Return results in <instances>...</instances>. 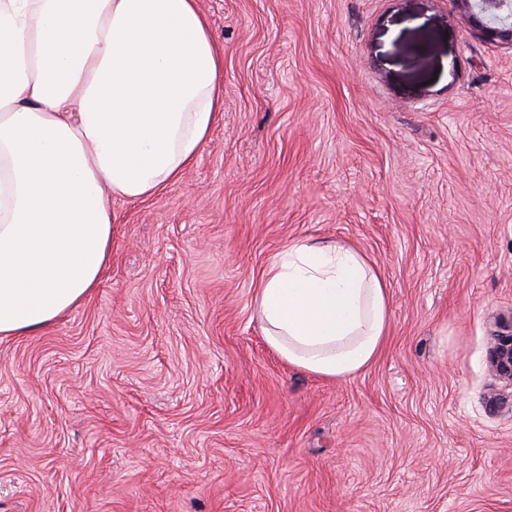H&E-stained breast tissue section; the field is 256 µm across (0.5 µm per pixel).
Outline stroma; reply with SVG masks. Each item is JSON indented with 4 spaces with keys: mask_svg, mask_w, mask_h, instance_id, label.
<instances>
[{
    "mask_svg": "<svg viewBox=\"0 0 512 512\" xmlns=\"http://www.w3.org/2000/svg\"><path fill=\"white\" fill-rule=\"evenodd\" d=\"M224 117L112 201L90 297L0 338V512H512V47L455 0H198ZM348 243L390 331L350 379L289 366L255 288ZM490 360L501 377L512 381V322L510 334L493 336Z\"/></svg>",
    "mask_w": 512,
    "mask_h": 512,
    "instance_id": "stroma-1",
    "label": "stroma"
}]
</instances>
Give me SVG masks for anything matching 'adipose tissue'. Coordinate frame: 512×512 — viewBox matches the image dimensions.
Listing matches in <instances>:
<instances>
[{"mask_svg": "<svg viewBox=\"0 0 512 512\" xmlns=\"http://www.w3.org/2000/svg\"><path fill=\"white\" fill-rule=\"evenodd\" d=\"M224 112V52L197 0H0V337L96 288L113 198L178 179ZM289 365L352 378L380 354L390 297L358 249L292 243L255 293Z\"/></svg>", "mask_w": 512, "mask_h": 512, "instance_id": "1", "label": "adipose tissue"}]
</instances>
